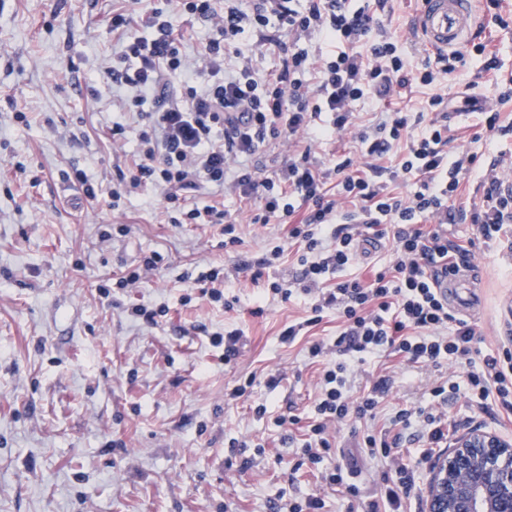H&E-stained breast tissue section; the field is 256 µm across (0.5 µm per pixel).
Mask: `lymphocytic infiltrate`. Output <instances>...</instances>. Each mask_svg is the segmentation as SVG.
Here are the masks:
<instances>
[{
  "label": "lymphocytic infiltrate",
  "mask_w": 512,
  "mask_h": 512,
  "mask_svg": "<svg viewBox=\"0 0 512 512\" xmlns=\"http://www.w3.org/2000/svg\"><path fill=\"white\" fill-rule=\"evenodd\" d=\"M169 2L144 0L140 9L112 14L117 51L107 73L130 91L125 109L139 119L112 124L113 145L131 135L138 142L135 163L112 173V199L149 185L160 188L173 223L223 225L228 251L242 243L240 223L287 225L298 246L295 287L264 278L284 252L279 245L237 269L266 281L268 294L281 301L297 288L312 298L310 316L289 324L281 341L306 335L324 311L336 312L340 358L318 375L316 418L299 457L320 463L336 447L332 424L365 423L360 449L387 465L365 512H409L423 470L448 445L449 401L462 397L499 418L512 417V349L437 377L427 405L397 409L382 422L378 409L393 387L392 375H378L355 394V369L385 355L434 368L469 362L476 331L455 316L435 284L470 265L471 243L455 238L449 225H474L492 245L512 223V157L486 161L455 147L444 94L431 95L415 114L385 112L377 123L356 122L357 102H386L414 85L440 84L464 59L460 52L433 55L421 46L417 60H406L397 38L382 30L390 0H376L373 10L351 8L349 0H178L182 15L211 27L196 64L183 52L185 36L174 29ZM248 30L258 35L253 57L238 47ZM315 39L341 48L322 56L308 47ZM269 53L279 66L265 73L254 59ZM176 79L182 85L174 93ZM324 113L330 116L326 125L318 122ZM344 131L351 132L358 154L317 157V145ZM396 147L399 163L383 167ZM468 181L475 198L464 204L461 189ZM399 183L406 193L394 192ZM205 186L230 190L254 204V212L186 208L187 193ZM384 224L393 239L388 264L367 279L345 277L369 242L366 230ZM331 277L332 288L326 285ZM409 440L420 448L413 458L402 453Z\"/></svg>",
  "instance_id": "1"
}]
</instances>
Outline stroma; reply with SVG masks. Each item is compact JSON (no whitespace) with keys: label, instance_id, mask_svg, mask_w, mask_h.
<instances>
[{"label":"stroma","instance_id":"stroma-1","mask_svg":"<svg viewBox=\"0 0 512 512\" xmlns=\"http://www.w3.org/2000/svg\"><path fill=\"white\" fill-rule=\"evenodd\" d=\"M128 5L0 0V512H271L278 499L310 495L323 500V512H361L358 500L321 479L338 458L289 468L314 415L322 368L306 349L313 339L334 343V312L311 336L281 343L285 325L308 317L310 298L284 303L235 273L239 253L257 257L281 244L270 275L291 281L298 266L287 227L241 225L240 250L228 252L221 225L169 223L158 188L117 205L108 194L113 164H130L136 153L135 140L116 150L109 135L124 117L125 95L107 74L111 18ZM421 7L396 0L382 18L407 55ZM481 64L468 52L448 78L451 127L483 156L512 153V138L483 133L464 102L474 85L512 121V100L481 84ZM18 112L26 123L15 121ZM76 168L99 186L97 199L64 181ZM118 223L126 233L115 231ZM154 250L164 256L161 268L134 287L100 293ZM471 265L479 302L467 318L477 349L512 347V224L501 244L477 243ZM213 267L233 277V310L183 280ZM142 305L167 314L154 325L134 320L131 308ZM258 305L260 317L251 313ZM232 329L242 338L228 365L211 337ZM381 367L395 372L385 412L429 402L434 369L384 357L361 366L359 384ZM277 372L284 380L267 387ZM250 376L252 391L230 399ZM262 403L268 412L260 416ZM288 409L300 421L286 434L274 419ZM477 428L512 437V422H494L462 398L449 403V438ZM235 439L242 446L233 450Z\"/></svg>","mask_w":512,"mask_h":512}]
</instances>
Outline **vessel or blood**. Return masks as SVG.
I'll list each match as a JSON object with an SVG mask.
<instances>
[{
    "label": "vessel or blood",
    "mask_w": 512,
    "mask_h": 512,
    "mask_svg": "<svg viewBox=\"0 0 512 512\" xmlns=\"http://www.w3.org/2000/svg\"><path fill=\"white\" fill-rule=\"evenodd\" d=\"M414 28L433 51H461L474 31L473 0H423ZM438 289L460 311L475 301L472 276L465 272L451 280H440Z\"/></svg>",
    "instance_id": "vessel-or-blood-1"
}]
</instances>
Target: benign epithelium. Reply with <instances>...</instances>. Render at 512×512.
I'll return each mask as SVG.
<instances>
[{
	"label": "benign epithelium",
	"instance_id": "benign-epithelium-1",
	"mask_svg": "<svg viewBox=\"0 0 512 512\" xmlns=\"http://www.w3.org/2000/svg\"><path fill=\"white\" fill-rule=\"evenodd\" d=\"M425 512H512V440L473 429L439 457Z\"/></svg>",
	"mask_w": 512,
	"mask_h": 512
}]
</instances>
